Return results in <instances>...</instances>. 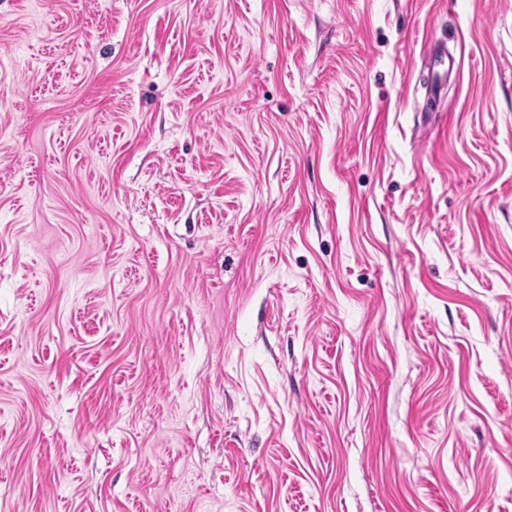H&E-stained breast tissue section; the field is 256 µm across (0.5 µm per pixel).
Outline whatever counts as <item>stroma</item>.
<instances>
[{
    "label": "stroma",
    "mask_w": 512,
    "mask_h": 512,
    "mask_svg": "<svg viewBox=\"0 0 512 512\" xmlns=\"http://www.w3.org/2000/svg\"><path fill=\"white\" fill-rule=\"evenodd\" d=\"M0 512H512V0H0Z\"/></svg>",
    "instance_id": "obj_1"
}]
</instances>
